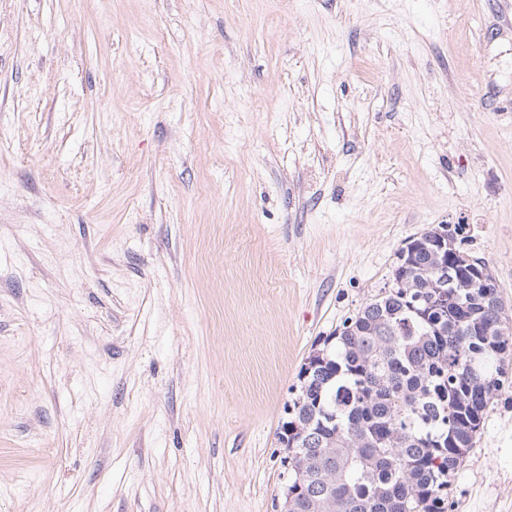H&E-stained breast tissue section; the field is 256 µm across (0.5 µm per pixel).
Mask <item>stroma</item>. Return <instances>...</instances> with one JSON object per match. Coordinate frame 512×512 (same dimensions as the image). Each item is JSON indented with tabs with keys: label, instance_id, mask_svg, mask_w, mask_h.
Listing matches in <instances>:
<instances>
[{
	"label": "stroma",
	"instance_id": "1",
	"mask_svg": "<svg viewBox=\"0 0 512 512\" xmlns=\"http://www.w3.org/2000/svg\"><path fill=\"white\" fill-rule=\"evenodd\" d=\"M439 224L512 302V0H0V512H281ZM448 497L512 512V387Z\"/></svg>",
	"mask_w": 512,
	"mask_h": 512
}]
</instances>
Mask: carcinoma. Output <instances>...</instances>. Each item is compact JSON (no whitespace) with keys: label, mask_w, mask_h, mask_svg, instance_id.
Returning <instances> with one entry per match:
<instances>
[{"label":"carcinoma","mask_w":512,"mask_h":512,"mask_svg":"<svg viewBox=\"0 0 512 512\" xmlns=\"http://www.w3.org/2000/svg\"><path fill=\"white\" fill-rule=\"evenodd\" d=\"M448 231V272L431 234L399 251L391 284L323 341L288 405L290 512H448V486L508 381L505 302ZM414 288H402L397 277ZM446 278L439 290L431 280Z\"/></svg>","instance_id":"obj_1"}]
</instances>
